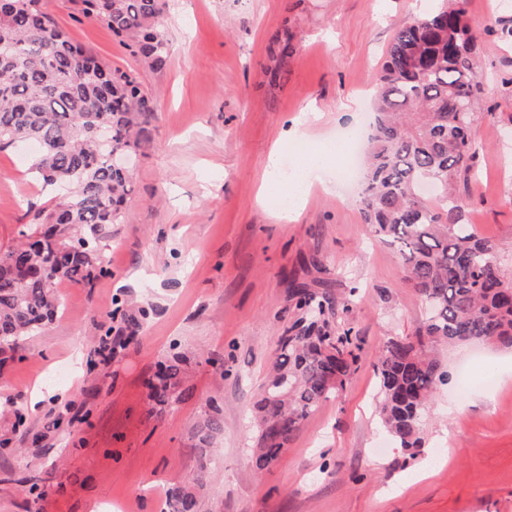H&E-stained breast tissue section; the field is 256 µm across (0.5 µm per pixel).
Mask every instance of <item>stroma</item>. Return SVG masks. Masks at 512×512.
I'll return each mask as SVG.
<instances>
[{
  "label": "stroma",
  "mask_w": 512,
  "mask_h": 512,
  "mask_svg": "<svg viewBox=\"0 0 512 512\" xmlns=\"http://www.w3.org/2000/svg\"><path fill=\"white\" fill-rule=\"evenodd\" d=\"M496 2H466L481 32L485 92L472 130L477 178L460 190L467 223L497 242L511 279L512 138L501 132L512 116V9ZM42 3L72 40L136 77L155 110L125 220L103 242L110 276L62 283L61 314L0 368V439L9 442L0 449V512H99L109 501L160 512L159 493L185 484L197 465L192 429L210 398L223 405L224 431L197 512H512V347L437 346L449 380L424 411L415 454L375 413L376 355L388 338L411 335L425 308L396 252L364 223L357 190L337 188L331 145L348 129L368 132L385 51L424 0H172L159 68L84 19L80 0ZM314 108L323 117L304 154L289 130ZM275 147L289 170L324 176L284 220L287 181L255 201ZM31 157L0 153L1 250L49 203L27 174ZM295 281L329 292L337 323L362 351L346 387L259 473L252 413L296 317ZM117 301L148 317L106 358L98 329H121L111 318ZM176 351L187 358L188 392L156 405L147 382ZM36 388L43 399L33 411ZM14 409L26 414L17 432Z\"/></svg>",
  "instance_id": "obj_1"
}]
</instances>
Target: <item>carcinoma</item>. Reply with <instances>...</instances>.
Segmentation results:
<instances>
[{"mask_svg":"<svg viewBox=\"0 0 512 512\" xmlns=\"http://www.w3.org/2000/svg\"><path fill=\"white\" fill-rule=\"evenodd\" d=\"M81 4L87 19L133 53L154 66L166 62L167 0ZM478 40L464 0H440L395 31L373 97L363 221L396 248L405 282L428 307L412 335L386 341L375 364L378 417L407 450L421 446L422 410L447 377L430 354L433 343L512 346V280L497 264V243L464 222L469 199L454 192L474 175ZM152 111L132 74L72 41L41 0L0 3V151L37 144L33 179L44 189L69 188L35 213L26 235L39 237L37 247L0 251V366L57 315L62 281L90 287L111 274L99 261L101 243L123 223L131 174L110 154L138 153ZM292 298L300 317L279 337L254 408L258 471L276 463L302 421L346 386L356 362L351 330L336 324L327 294L301 284ZM185 365L182 355L160 364L151 385L159 404L182 398ZM223 431L221 405L210 399L193 431L199 469L168 493L167 512H195L212 441Z\"/></svg>","mask_w":512,"mask_h":512,"instance_id":"1","label":"carcinoma"}]
</instances>
